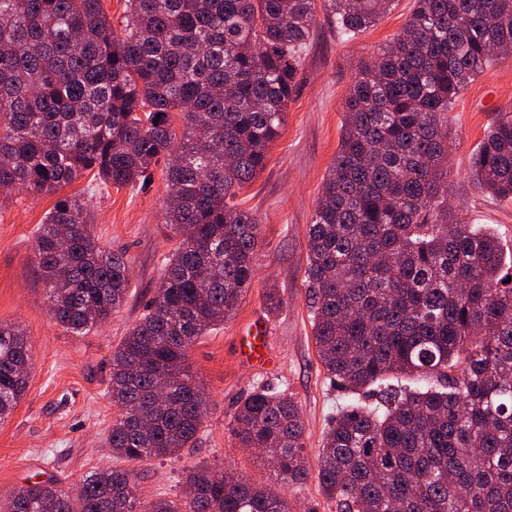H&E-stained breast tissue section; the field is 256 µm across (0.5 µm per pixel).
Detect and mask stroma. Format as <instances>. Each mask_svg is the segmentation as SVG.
<instances>
[{
	"mask_svg": "<svg viewBox=\"0 0 512 512\" xmlns=\"http://www.w3.org/2000/svg\"><path fill=\"white\" fill-rule=\"evenodd\" d=\"M414 0L375 27L345 42L318 16L302 56L301 82L288 103L280 137L265 169L238 198L259 220L255 276L235 315L189 348L187 363L209 399L193 447L174 458L144 462L114 458L106 436L117 414L107 391L113 350L140 319L178 243L164 220L161 170L149 184L103 187L88 171L54 193L0 191V323L18 325L32 352L28 387L14 413L0 423V497L32 482L52 481L67 492L101 467L140 474L143 499H180L190 466L232 470L253 484H273L264 455L241 447L230 423L241 400L260 386L286 388L296 398L304 448L316 463L330 415L349 403L327 377L315 348L305 288L307 228L323 177L336 156L344 98L358 62L400 32ZM512 109V54L467 84L448 113V197L458 222L495 229L512 249V200L493 196L470 175L472 158L497 112ZM87 204L98 243L131 263L129 295L101 328L76 335L57 325L35 262L38 227L58 198ZM270 328L274 367L258 370L238 356V339L254 318Z\"/></svg>",
	"mask_w": 512,
	"mask_h": 512,
	"instance_id": "1",
	"label": "stroma"
}]
</instances>
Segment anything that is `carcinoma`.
Instances as JSON below:
<instances>
[{"mask_svg":"<svg viewBox=\"0 0 512 512\" xmlns=\"http://www.w3.org/2000/svg\"><path fill=\"white\" fill-rule=\"evenodd\" d=\"M394 2L127 0L118 32L102 0H0V187L54 192L90 170L134 187L160 165L165 223L180 238L112 352L113 456L143 462L194 443L209 400L187 349L254 278L259 223L234 199L284 126L317 9L353 40ZM508 51L512 0H414L355 68L305 277L327 375L350 395L378 389L323 437L315 478L336 512H512V266L495 234L448 218V111ZM470 176L512 199V110L488 127ZM35 262L52 320L73 333L126 301L128 259L96 243L73 197L40 225ZM31 360L24 332L0 323V421L25 395ZM398 374L417 387L381 388ZM230 429L280 482L310 475L291 393L252 390ZM9 512L290 508L268 486L195 465L180 500H145L138 473L103 467L74 496L49 481L20 487Z\"/></svg>","mask_w":512,"mask_h":512,"instance_id":"carcinoma-1","label":"carcinoma"}]
</instances>
